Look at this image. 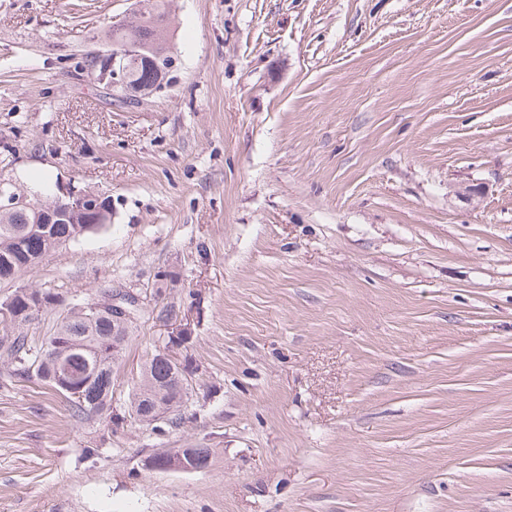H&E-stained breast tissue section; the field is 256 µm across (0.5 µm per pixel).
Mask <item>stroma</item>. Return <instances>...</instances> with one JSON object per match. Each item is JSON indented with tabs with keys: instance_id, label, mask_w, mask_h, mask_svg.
<instances>
[{
	"instance_id": "35a3bbf8",
	"label": "stroma",
	"mask_w": 512,
	"mask_h": 512,
	"mask_svg": "<svg viewBox=\"0 0 512 512\" xmlns=\"http://www.w3.org/2000/svg\"><path fill=\"white\" fill-rule=\"evenodd\" d=\"M167 7L123 106L83 61L136 0H0V170L112 200L0 299L147 298L113 415L0 370V512H512V0ZM167 305L193 393L155 430ZM185 372L186 364L173 363L165 350L152 355L142 366L139 380L128 395L129 415L150 425L149 414L157 406L174 402L176 408L182 407L191 393ZM179 448H174L169 453V451H164L158 454H155L148 459L150 463L153 465V469H157L155 471H174V472H193L200 471L206 467L210 462V449L208 448H185V451L188 453L191 462L195 465H203L199 467H191L186 460L184 459L181 452H175ZM169 453V462L167 461V454ZM166 463V464H165ZM163 464H165L163 466ZM163 467V469H159Z\"/></svg>"
}]
</instances>
